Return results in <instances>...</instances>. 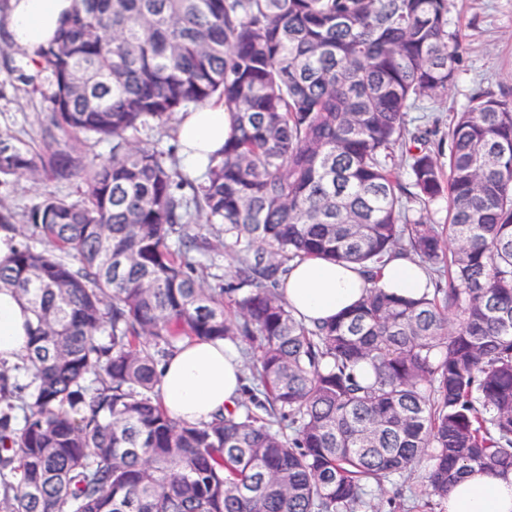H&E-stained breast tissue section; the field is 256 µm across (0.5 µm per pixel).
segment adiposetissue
Instances as JSON below:
<instances>
[{
	"label": "adipose tissue",
	"instance_id": "adipose-tissue-1",
	"mask_svg": "<svg viewBox=\"0 0 512 512\" xmlns=\"http://www.w3.org/2000/svg\"><path fill=\"white\" fill-rule=\"evenodd\" d=\"M74 0H10L7 31L14 45L33 52L52 41ZM229 133L223 105L198 108L179 127L185 163L197 164L220 150ZM378 285L401 296L417 297L430 286L425 269L410 258H391ZM369 286L360 266L308 257L289 272L282 294L294 315L312 323L353 307ZM34 319L10 288L0 289V358L26 354ZM221 342L180 344L160 367L161 394L169 414L180 421L203 423L234 410L241 399L243 366L226 356ZM448 512H512V472L463 475L448 495Z\"/></svg>",
	"mask_w": 512,
	"mask_h": 512
}]
</instances>
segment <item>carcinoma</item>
<instances>
[{
  "label": "carcinoma",
  "instance_id": "1",
  "mask_svg": "<svg viewBox=\"0 0 512 512\" xmlns=\"http://www.w3.org/2000/svg\"><path fill=\"white\" fill-rule=\"evenodd\" d=\"M459 60L448 0H75L19 76L41 146L0 134L1 186L77 184L0 263L35 317L0 363V512H374L423 459L445 507L461 473L512 471V100L409 119ZM211 103L229 135L192 175L157 134ZM400 252L431 293L308 325L279 291L296 259L375 281ZM195 338L249 356L248 400L180 423L157 367Z\"/></svg>",
  "mask_w": 512,
  "mask_h": 512
}]
</instances>
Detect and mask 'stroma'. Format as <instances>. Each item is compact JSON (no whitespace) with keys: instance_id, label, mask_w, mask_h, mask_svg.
<instances>
[{"instance_id":"1","label":"stroma","mask_w":512,"mask_h":512,"mask_svg":"<svg viewBox=\"0 0 512 512\" xmlns=\"http://www.w3.org/2000/svg\"><path fill=\"white\" fill-rule=\"evenodd\" d=\"M448 29L462 43V62L452 90L428 106L446 124L465 110L474 92L512 99V0H448ZM31 71L22 51L0 41V131L36 144L44 105L40 98L27 95L18 79L20 73ZM50 188V183L26 177L0 187V198L17 216V243L40 246L23 215Z\"/></svg>"}]
</instances>
